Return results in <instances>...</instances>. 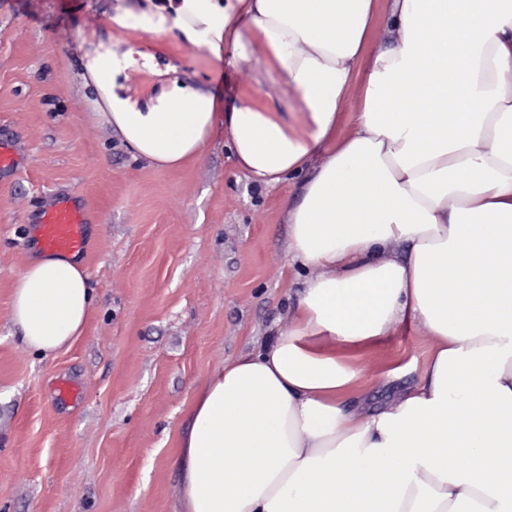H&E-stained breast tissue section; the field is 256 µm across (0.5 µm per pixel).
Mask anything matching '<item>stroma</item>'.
<instances>
[{"instance_id": "35a3bbf8", "label": "stroma", "mask_w": 512, "mask_h": 512, "mask_svg": "<svg viewBox=\"0 0 512 512\" xmlns=\"http://www.w3.org/2000/svg\"><path fill=\"white\" fill-rule=\"evenodd\" d=\"M155 2L0 0V145L20 158L0 172V512H176L178 437L205 377L285 326L300 288L286 249L292 187L253 186L223 131L204 160L161 171L93 124L78 86L90 37L175 65L219 111L244 94L291 111L264 59L232 69L154 31ZM62 194L90 216L81 261L95 307L69 348L43 358L19 343L12 283L39 210ZM428 349L403 330L353 350L364 377L350 407L378 411L414 387Z\"/></svg>"}]
</instances>
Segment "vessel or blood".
<instances>
[{
  "label": "vessel or blood",
  "mask_w": 512,
  "mask_h": 512,
  "mask_svg": "<svg viewBox=\"0 0 512 512\" xmlns=\"http://www.w3.org/2000/svg\"><path fill=\"white\" fill-rule=\"evenodd\" d=\"M38 242L47 251L75 254L85 248V215L73 203L57 200L39 220Z\"/></svg>",
  "instance_id": "1"
}]
</instances>
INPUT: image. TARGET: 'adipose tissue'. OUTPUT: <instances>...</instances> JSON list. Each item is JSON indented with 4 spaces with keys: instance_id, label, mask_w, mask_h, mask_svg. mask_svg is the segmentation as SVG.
<instances>
[{
    "instance_id": "ef3b65f1",
    "label": "adipose tissue",
    "mask_w": 512,
    "mask_h": 512,
    "mask_svg": "<svg viewBox=\"0 0 512 512\" xmlns=\"http://www.w3.org/2000/svg\"><path fill=\"white\" fill-rule=\"evenodd\" d=\"M152 19L232 67L264 58L296 105L221 115L170 65L140 98L120 81L133 51L83 55L92 118L133 158L179 169L220 126L253 184L299 183L283 210L303 288L287 328L206 377L179 512H512V0H170ZM93 303L77 257L34 247L11 321L48 357ZM405 326L429 341L420 381L350 410L363 370L341 349Z\"/></svg>"
}]
</instances>
